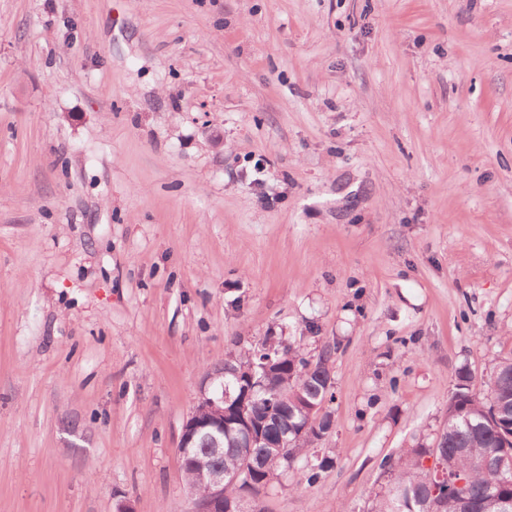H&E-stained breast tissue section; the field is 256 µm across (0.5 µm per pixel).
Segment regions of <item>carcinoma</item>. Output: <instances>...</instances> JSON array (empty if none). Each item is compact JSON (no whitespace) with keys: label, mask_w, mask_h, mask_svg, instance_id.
<instances>
[{"label":"carcinoma","mask_w":512,"mask_h":512,"mask_svg":"<svg viewBox=\"0 0 512 512\" xmlns=\"http://www.w3.org/2000/svg\"><path fill=\"white\" fill-rule=\"evenodd\" d=\"M269 351L266 345L252 352L229 354L224 364L213 370L217 374L215 386L226 385L233 394H239L240 384L235 371L249 368ZM271 375L267 389L258 391L247 400V407L262 422L257 433L261 440L253 448H238L235 433L224 434V457L214 458L208 451L209 439L205 433L195 438V447L189 458L194 463L183 467L189 484L198 497L207 496L206 469L211 463L224 465V471L239 469L245 457L254 465V481L265 487L278 479L292 464L305 456L315 441L332 423L329 413H320L319 405L332 396L331 370L324 364L308 367V359L301 347L291 345L274 348ZM291 390L295 397L283 404L277 399L282 390ZM294 431L288 434V445L269 448L285 422ZM512 423V355L496 363L487 389L476 394L471 388V377L465 370L457 373L453 392L448 399L446 422L440 432L438 447L428 450L418 443L406 448L388 467L386 488L375 494L371 512H433L436 500L431 488L436 479L425 470L420 457L435 453L436 460L460 473L467 483L470 500L481 506L493 497L512 496V475H499L484 469L477 461L509 452L502 435L503 423Z\"/></svg>","instance_id":"obj_1"}]
</instances>
